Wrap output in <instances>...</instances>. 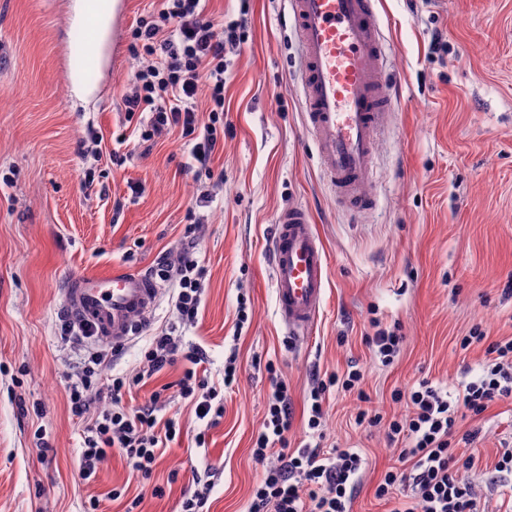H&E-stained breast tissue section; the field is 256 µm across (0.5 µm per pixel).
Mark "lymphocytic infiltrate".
Instances as JSON below:
<instances>
[{"label": "lymphocytic infiltrate", "instance_id": "lymphocytic-infiltrate-1", "mask_svg": "<svg viewBox=\"0 0 512 512\" xmlns=\"http://www.w3.org/2000/svg\"><path fill=\"white\" fill-rule=\"evenodd\" d=\"M244 24L231 20L217 24L206 14L202 0H160L156 11L140 18L129 33V46L146 63L138 69L122 97L126 120L138 121L140 138L150 142L179 132L191 146L198 171L213 177L212 163L224 149V50L243 43ZM207 97V119L195 106L198 94ZM197 240L186 235L177 262L162 261L155 270L161 280H176L175 308L178 322L158 329L143 352L142 367L135 378L102 379L104 355H90L82 376L68 388L71 415L86 423L78 477L92 482L101 465L119 454L141 478H150L162 448L175 439L180 428L175 418L158 421L160 393L138 409L123 404L126 391L156 373L186 361L176 382L182 398L191 400L197 420L218 425L224 415L217 404L220 387L238 380L235 358L224 364L222 386L210 385L200 374L201 350L182 346L174 333L177 325L195 322L202 302L206 269L196 258ZM364 374L354 368L320 380L310 393L307 427L313 443L290 447L288 434L293 412L286 382L274 380L266 402L261 429L253 439L252 456L264 470L252 491L247 512H351L358 492L364 459L356 448L327 449L318 445L324 404L330 390H358ZM110 401L109 408L96 405L97 398ZM405 402L406 417L384 424L390 444L399 446V470L387 471L377 484V498L390 503L389 512H478L474 486L461 472L475 466L473 455L453 448L452 438L466 413L481 414L490 406L512 400V339L487 346L475 380L465 383L461 396L449 399L441 388L423 380L394 393Z\"/></svg>", "mask_w": 512, "mask_h": 512}]
</instances>
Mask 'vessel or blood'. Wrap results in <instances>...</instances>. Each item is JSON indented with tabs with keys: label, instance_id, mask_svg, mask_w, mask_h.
<instances>
[{
	"label": "vessel or blood",
	"instance_id": "vessel-or-blood-1",
	"mask_svg": "<svg viewBox=\"0 0 512 512\" xmlns=\"http://www.w3.org/2000/svg\"><path fill=\"white\" fill-rule=\"evenodd\" d=\"M375 16V0H290L307 125L332 190L354 213L374 206L365 186L392 103L387 47ZM271 265L280 322L289 336L304 340L323 304L327 267L306 207L291 204L277 214ZM158 297L153 277L115 268L102 276L72 277L65 307L97 340L120 347L133 335L135 317H149Z\"/></svg>",
	"mask_w": 512,
	"mask_h": 512
}]
</instances>
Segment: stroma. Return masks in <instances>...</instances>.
I'll return each instance as SVG.
<instances>
[{
    "instance_id": "obj_1",
    "label": "stroma",
    "mask_w": 512,
    "mask_h": 512,
    "mask_svg": "<svg viewBox=\"0 0 512 512\" xmlns=\"http://www.w3.org/2000/svg\"><path fill=\"white\" fill-rule=\"evenodd\" d=\"M69 3L0 0V512H87L93 496L103 512H125L134 496L136 512H180L196 471L213 477L210 512H245L262 475L251 448L271 391L269 362L288 385L294 447L306 442L315 375L363 367L365 399L330 394L325 443L365 458L352 512H386L374 491L399 452L383 427L356 425V414L405 416L391 394L422 379L458 395L485 351L462 349V338L477 328L491 342L512 337V0H376L397 102L366 186L376 205L360 218L327 185L306 129L287 0L207 2L209 16L244 18L249 33L224 52L229 129L211 179L189 167L177 136L143 143L121 110L144 63L127 34L157 0H126L108 64L91 75L98 93L87 108L70 93V62L87 35L72 26ZM437 32L445 39L438 48ZM116 151L126 154L123 164H113ZM89 167L96 174L86 189L80 174ZM133 183L140 194H131ZM204 193L208 203L198 204ZM292 203L311 212L327 258L323 305L304 344L276 314L269 259L276 215ZM194 216L207 268L197 321L177 324L176 284L163 282L151 319L101 374H135L149 334L173 323L182 345L203 350L211 380L236 355L239 384L225 391L224 416L209 430L190 401L171 395L158 416L179 414L184 430L150 483L115 454L82 484L85 424L69 413L67 384L100 346L65 336L63 288L73 276L115 266L153 272L161 258H177ZM243 306L252 319L242 325ZM379 326L404 337L387 367L367 341ZM460 430L477 434L463 447L477 460L463 477L482 512H497L503 489L489 472L512 448V403L466 417ZM155 485L162 495H152ZM115 489L125 497L111 499Z\"/></svg>"
}]
</instances>
